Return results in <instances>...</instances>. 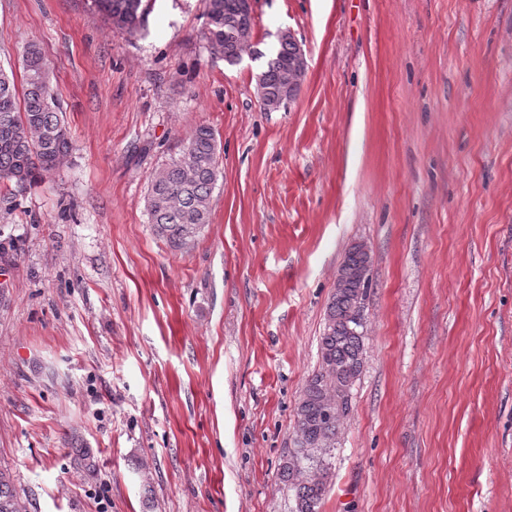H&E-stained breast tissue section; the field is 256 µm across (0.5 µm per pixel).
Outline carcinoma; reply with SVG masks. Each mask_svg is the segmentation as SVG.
Returning <instances> with one entry per match:
<instances>
[{
	"instance_id": "obj_1",
	"label": "carcinoma",
	"mask_w": 512,
	"mask_h": 512,
	"mask_svg": "<svg viewBox=\"0 0 512 512\" xmlns=\"http://www.w3.org/2000/svg\"><path fill=\"white\" fill-rule=\"evenodd\" d=\"M93 12L113 27L134 35L144 23L143 0H91ZM241 0H205L204 37L209 48L233 63L247 42L236 34L244 21ZM299 46L281 41L258 74L267 93L274 95L282 83L288 60ZM23 103H18L14 74L0 67V186L22 188L41 180L58 167L72 149L70 133L60 103L51 86L49 71L36 44L23 55ZM182 158H173L154 174L145 208L153 233L172 248L194 243L210 223L211 198L219 180L218 147L214 131L197 127L187 138ZM370 278H357L332 293L320 338L319 365L307 380L296 407V431L305 435L307 448L290 453L281 467L296 490V512H319L327 491L325 456L351 408V392L359 379L365 352L363 322L351 318L364 307ZM0 512H28L13 479L0 470Z\"/></svg>"
}]
</instances>
